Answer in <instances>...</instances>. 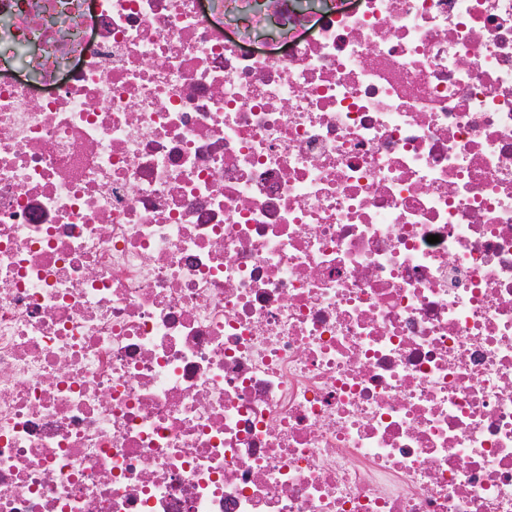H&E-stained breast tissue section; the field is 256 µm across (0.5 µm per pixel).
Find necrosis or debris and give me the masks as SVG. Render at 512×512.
Returning a JSON list of instances; mask_svg holds the SVG:
<instances>
[{
    "instance_id": "necrosis-or-debris-1",
    "label": "necrosis or debris",
    "mask_w": 512,
    "mask_h": 512,
    "mask_svg": "<svg viewBox=\"0 0 512 512\" xmlns=\"http://www.w3.org/2000/svg\"><path fill=\"white\" fill-rule=\"evenodd\" d=\"M294 2L0 0V512H512V0Z\"/></svg>"
}]
</instances>
